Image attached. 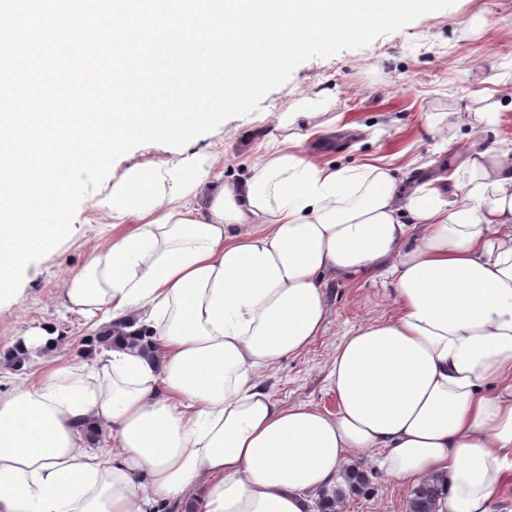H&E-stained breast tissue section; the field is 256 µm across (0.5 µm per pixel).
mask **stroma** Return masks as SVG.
<instances>
[{"label":"stroma","mask_w":512,"mask_h":512,"mask_svg":"<svg viewBox=\"0 0 512 512\" xmlns=\"http://www.w3.org/2000/svg\"><path fill=\"white\" fill-rule=\"evenodd\" d=\"M512 77V0H457L450 8L429 12L403 29L376 38L367 46L297 66L287 83L269 92L257 112L229 118L222 132L196 137L193 150L223 142L217 170L236 181L263 154L272 126L267 112H280L299 94L330 91L335 96V126L304 142L308 157L339 167L375 159L398 169L402 188L446 174L458 163L444 143L451 127L430 134L439 113L467 104L484 110V95L493 77ZM88 202H81L70 234L51 254L30 264L17 294L0 303V391L40 374L52 357L83 366L84 340L97 328L67 309L61 299L70 273L85 263L96 240L110 237L107 225L90 223ZM328 311L323 329L299 355L282 359L264 371L269 391L287 404L307 403L333 414L338 400L328 374L332 356L346 336L371 321L395 313L390 282L380 278L339 277L327 284ZM53 323L58 332L54 351H31L13 369L5 361L16 343L34 327ZM373 451L355 457L369 472L368 490L347 494L343 512H407L411 489L385 476Z\"/></svg>","instance_id":"stroma-1"}]
</instances>
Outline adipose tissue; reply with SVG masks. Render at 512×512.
<instances>
[{
	"mask_svg": "<svg viewBox=\"0 0 512 512\" xmlns=\"http://www.w3.org/2000/svg\"><path fill=\"white\" fill-rule=\"evenodd\" d=\"M184 78L197 113L141 116L174 150L95 198L112 237L62 293L145 346L101 350L87 375L54 359L0 396V512H314L373 449L393 480L443 476L440 512H493L512 484V164L474 134L490 113H447L460 163L403 195L390 165L303 157L333 104L306 94L227 182L192 129L250 89L219 50ZM366 275L392 280L398 313L337 347V413L276 399L258 372L319 336L326 280Z\"/></svg>",
	"mask_w": 512,
	"mask_h": 512,
	"instance_id": "adipose-tissue-1",
	"label": "adipose tissue"
}]
</instances>
